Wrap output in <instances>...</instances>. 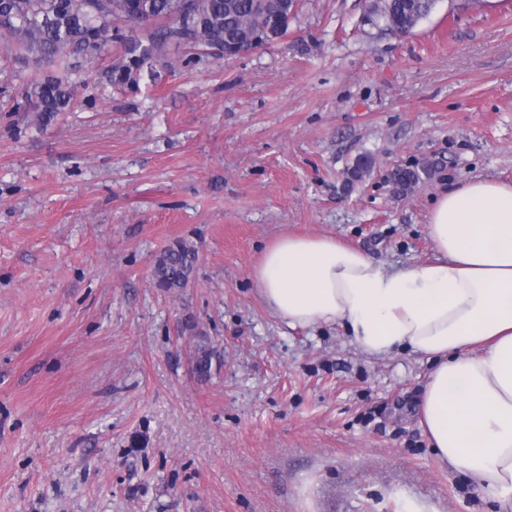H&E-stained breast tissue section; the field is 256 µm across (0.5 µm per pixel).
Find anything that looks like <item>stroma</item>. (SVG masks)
I'll return each mask as SVG.
<instances>
[{"mask_svg": "<svg viewBox=\"0 0 512 512\" xmlns=\"http://www.w3.org/2000/svg\"><path fill=\"white\" fill-rule=\"evenodd\" d=\"M297 4L280 39L135 90L105 46L45 127L12 109L34 66L0 65V512H501L419 426L428 362L288 328L252 274L286 234L413 265L442 191L512 181V0H438L403 37L372 0ZM178 240L199 262L168 294ZM199 261L197 248L184 240L176 241L155 259L153 277L164 292L184 291L192 283ZM193 356V369L195 373L201 379H208L211 376L212 360L215 357H219L217 351L209 345H199Z\"/></svg>", "mask_w": 512, "mask_h": 512, "instance_id": "obj_1", "label": "stroma"}]
</instances>
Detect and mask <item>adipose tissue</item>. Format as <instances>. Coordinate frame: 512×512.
Listing matches in <instances>:
<instances>
[{"instance_id":"obj_1","label":"adipose tissue","mask_w":512,"mask_h":512,"mask_svg":"<svg viewBox=\"0 0 512 512\" xmlns=\"http://www.w3.org/2000/svg\"><path fill=\"white\" fill-rule=\"evenodd\" d=\"M428 233L434 258L407 267L287 234L253 279L289 328L337 324L362 353L431 362L420 426L438 461L512 512V183L441 193Z\"/></svg>"}]
</instances>
